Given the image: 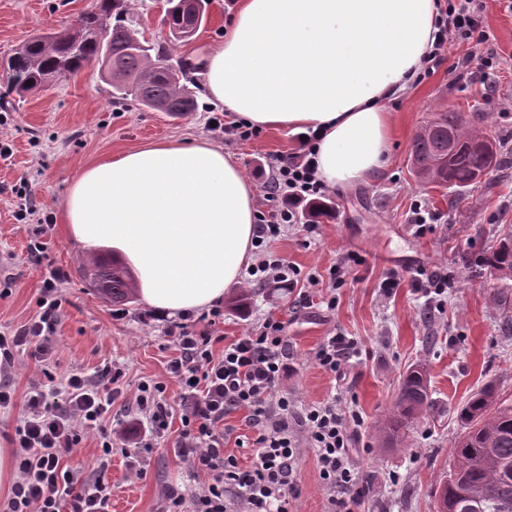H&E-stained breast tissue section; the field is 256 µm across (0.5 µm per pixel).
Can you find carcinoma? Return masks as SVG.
<instances>
[{
    "instance_id": "1",
    "label": "carcinoma",
    "mask_w": 512,
    "mask_h": 512,
    "mask_svg": "<svg viewBox=\"0 0 512 512\" xmlns=\"http://www.w3.org/2000/svg\"><path fill=\"white\" fill-rule=\"evenodd\" d=\"M211 0H171L163 24L171 40L185 42L188 29L201 26ZM127 0H96L80 29L72 30L51 46L31 40L7 58L11 89L30 92L52 80L77 74L92 62L107 65L112 98L129 99L142 106L180 117L195 110L194 95L181 83L184 71L167 63L165 48L137 36L132 28ZM459 112L435 113L413 140L411 166L438 186L459 192L481 183L501 165L496 144L462 131ZM456 138L448 152V134ZM501 280H512V227L480 259ZM83 276L106 300L128 303L135 298L134 275L117 259H92L82 267ZM429 406L426 378L419 371L403 380L387 421L386 437L399 441L407 425ZM463 431L454 442V467L440 483L439 501L450 503L460 493L474 490L482 512H512V398L490 385L460 409Z\"/></svg>"
}]
</instances>
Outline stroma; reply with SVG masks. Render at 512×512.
<instances>
[{
  "label": "stroma",
  "mask_w": 512,
  "mask_h": 512,
  "mask_svg": "<svg viewBox=\"0 0 512 512\" xmlns=\"http://www.w3.org/2000/svg\"><path fill=\"white\" fill-rule=\"evenodd\" d=\"M93 0H0V61L42 32L67 28ZM239 0H213L198 33L173 44L162 24L157 0H129L130 15L146 40L165 46L172 65H184L185 83L197 108L172 118L133 101L114 102L112 88L92 63L77 75L19 95L0 70V144L11 154L0 159V332L23 329L38 310L45 277L58 270L63 313L53 344L60 370L92 374L103 367L121 369L112 412L115 429L133 424V396L140 381L164 383L170 405L180 388L168 372L177 350L165 330L170 317L156 315L141 300L115 305L100 298L81 272L85 251L73 243L63 222V205L77 171L89 161L161 141H211L234 154L255 186V212L275 209L269 190L279 158L299 152L300 133L258 129L244 140L230 130L233 117L206 96L200 75L203 59L224 37ZM485 23L495 38L478 46L493 54L500 69L482 80L464 48L453 46L429 76L402 97L389 102L394 132L388 163L373 181L335 186V215L322 220L315 233L290 228L268 249L298 271L296 289L245 276L229 289L213 327L214 354L225 341L249 334L265 318L287 321L290 363L285 390L304 408L331 396L354 401L363 425L355 438L352 461L363 487L360 512H436V488L453 463L455 436L461 430L458 410L487 384L512 395V280L475 272L481 252L495 243L503 226L512 225V163L495 169L478 187L459 194L419 180L410 166L415 134L431 113H462L468 130L512 152V13L498 0H486ZM26 200H19L18 189ZM28 202L48 224L31 229L19 221ZM430 226L418 234L414 209ZM43 242L40 257L29 252L31 239ZM343 269L345 283L329 288L332 268ZM448 268L454 280L442 295L443 310L417 288L421 270ZM398 274V288L384 291L383 281ZM322 284L320 299L304 304L300 285L309 276ZM335 298L328 307L327 298ZM341 334L357 340L344 378H334L315 361L325 337ZM422 370L430 384L431 405L395 447L383 442L382 428L400 382ZM181 431L172 418L164 438L141 451L142 476L114 454L110 470L109 512H155L162 489L197 487L177 457ZM296 512H325L327 492L321 485L311 449L300 457ZM397 481H390V473Z\"/></svg>",
  "instance_id": "obj_1"
}]
</instances>
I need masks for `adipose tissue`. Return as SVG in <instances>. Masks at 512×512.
Segmentation results:
<instances>
[{"label":"adipose tissue","mask_w":512,"mask_h":512,"mask_svg":"<svg viewBox=\"0 0 512 512\" xmlns=\"http://www.w3.org/2000/svg\"><path fill=\"white\" fill-rule=\"evenodd\" d=\"M439 0H240L204 65L209 96L259 128L315 133L326 185L379 177L393 134L387 104L432 50ZM73 242L121 256L136 293L166 315L203 311L241 284L253 255L254 189L206 140L100 158L64 204Z\"/></svg>","instance_id":"obj_1"}]
</instances>
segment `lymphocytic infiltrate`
<instances>
[{"instance_id": "1", "label": "lymphocytic infiltrate", "mask_w": 512, "mask_h": 512, "mask_svg": "<svg viewBox=\"0 0 512 512\" xmlns=\"http://www.w3.org/2000/svg\"><path fill=\"white\" fill-rule=\"evenodd\" d=\"M491 36L484 22V0H451L441 11L437 42L428 59L442 60L449 43L475 47ZM314 141V136H307L301 154L281 159L274 184L283 205L260 215L259 241L297 223V209L308 198L326 195V186L316 176ZM63 283L61 272H50L43 282L39 314L19 334H0L1 413L14 405L17 347L34 343L45 377L44 382L32 384L9 437L16 450L17 478L0 503V512H106L112 496L108 477L112 452L118 447L124 457L132 455L130 437L113 434L105 425L118 376L55 371L50 333L61 315ZM168 333L179 351L168 370L183 390L178 456L189 472L206 471L209 479L186 495L165 489L158 512H232L235 502L242 512H290L304 448L312 450L319 480L329 493L327 512H354L362 492L352 448L362 418L333 398L296 411L281 388L291 370L283 321L265 318L258 331L225 344L218 358L212 352V331L177 323ZM357 354L354 339L336 334L323 341L315 359L339 377ZM165 392L163 383L152 380L141 381L136 388V410L155 437L164 436L170 425L172 411ZM237 410L246 411L253 431L247 440L251 458L245 466L224 451V419ZM293 415L298 418L294 429L288 424ZM88 430L99 432L101 451L95 472L86 476L67 464L66 457Z\"/></svg>"}]
</instances>
